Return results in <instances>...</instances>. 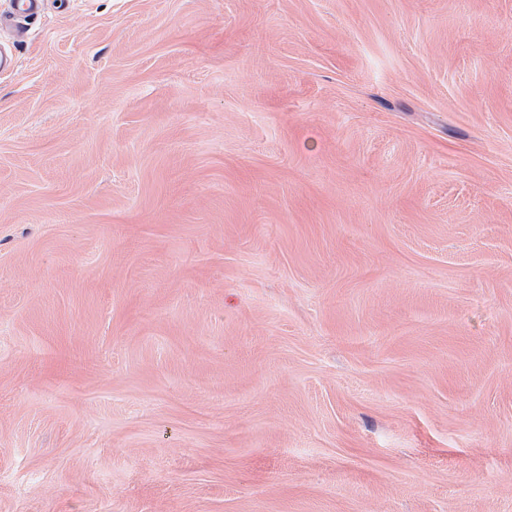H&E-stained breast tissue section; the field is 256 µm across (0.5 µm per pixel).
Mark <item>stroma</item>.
I'll use <instances>...</instances> for the list:
<instances>
[{
    "mask_svg": "<svg viewBox=\"0 0 512 512\" xmlns=\"http://www.w3.org/2000/svg\"><path fill=\"white\" fill-rule=\"evenodd\" d=\"M0 45V512H512V0Z\"/></svg>",
    "mask_w": 512,
    "mask_h": 512,
    "instance_id": "1",
    "label": "stroma"
}]
</instances>
